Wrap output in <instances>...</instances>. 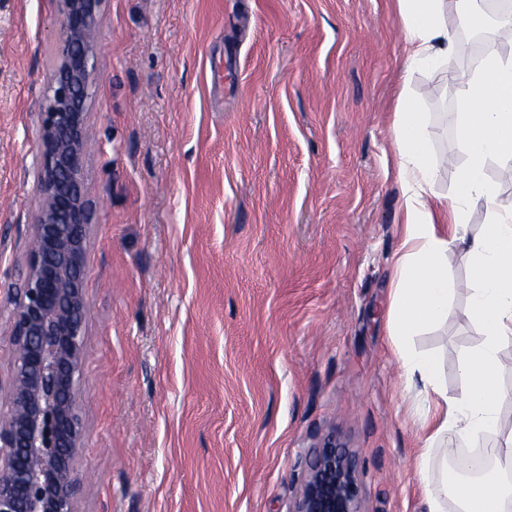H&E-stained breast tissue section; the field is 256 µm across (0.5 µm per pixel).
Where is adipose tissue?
I'll use <instances>...</instances> for the list:
<instances>
[{
    "label": "adipose tissue",
    "mask_w": 512,
    "mask_h": 512,
    "mask_svg": "<svg viewBox=\"0 0 512 512\" xmlns=\"http://www.w3.org/2000/svg\"><path fill=\"white\" fill-rule=\"evenodd\" d=\"M403 28L406 69L447 67L455 49L444 0H396ZM463 98L459 149L464 163L451 197L432 191L436 163L420 113L397 104L395 147L397 176L403 187L404 235L396 261L388 310L391 356L407 387L411 410L425 426L415 464L427 512H512V424L500 402L499 351L512 340V210H500L495 185L487 175L491 161L507 165L512 176V53L488 49L482 65L460 85ZM484 202L490 222L469 236L465 212ZM464 243L472 261L469 306L481 342L464 354L459 367L464 383L449 394L440 378V361L414 348L416 331L448 315L449 249ZM496 437L498 466L460 486L448 480V462L430 467V450L461 439Z\"/></svg>",
    "instance_id": "adipose-tissue-1"
}]
</instances>
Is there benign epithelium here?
I'll return each instance as SVG.
<instances>
[{
  "label": "benign epithelium",
  "instance_id": "benign-epithelium-1",
  "mask_svg": "<svg viewBox=\"0 0 512 512\" xmlns=\"http://www.w3.org/2000/svg\"><path fill=\"white\" fill-rule=\"evenodd\" d=\"M63 37L43 96L40 192L23 284L12 296L9 410L0 416V512H77L74 461L82 431L76 376L89 303L85 244L93 210L85 188L88 108L96 81L98 18L106 0H58ZM355 461L336 436L319 439L291 512H360Z\"/></svg>",
  "mask_w": 512,
  "mask_h": 512
}]
</instances>
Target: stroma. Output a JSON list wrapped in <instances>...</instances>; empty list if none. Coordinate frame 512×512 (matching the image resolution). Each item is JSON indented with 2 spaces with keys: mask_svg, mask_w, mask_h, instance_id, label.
<instances>
[{
  "mask_svg": "<svg viewBox=\"0 0 512 512\" xmlns=\"http://www.w3.org/2000/svg\"><path fill=\"white\" fill-rule=\"evenodd\" d=\"M98 30L78 512H291L328 433L357 459L361 512H425L420 419L388 336L394 112L406 93L441 161L433 191L452 194L455 78L512 35L455 29L447 70L408 75L394 0H107ZM61 35L57 0H0L4 382ZM469 274L449 249L448 318L413 339L452 393L481 339Z\"/></svg>",
  "mask_w": 512,
  "mask_h": 512,
  "instance_id": "1",
  "label": "stroma"
}]
</instances>
